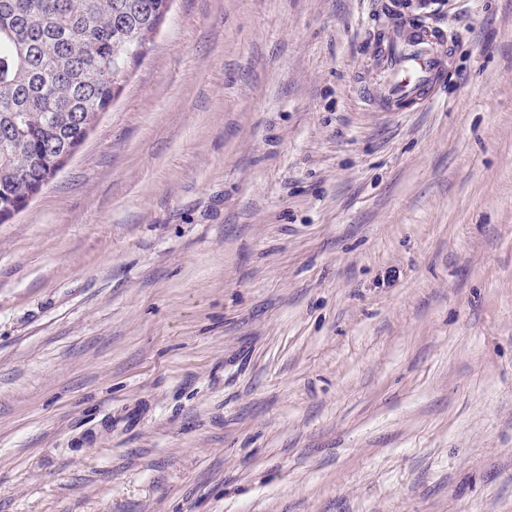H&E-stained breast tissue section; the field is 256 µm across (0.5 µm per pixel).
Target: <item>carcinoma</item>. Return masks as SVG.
Listing matches in <instances>:
<instances>
[{
    "label": "carcinoma",
    "instance_id": "obj_1",
    "mask_svg": "<svg viewBox=\"0 0 512 512\" xmlns=\"http://www.w3.org/2000/svg\"><path fill=\"white\" fill-rule=\"evenodd\" d=\"M168 0H0V214L49 183L83 117L112 106Z\"/></svg>",
    "mask_w": 512,
    "mask_h": 512
}]
</instances>
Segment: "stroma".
Listing matches in <instances>:
<instances>
[{"mask_svg": "<svg viewBox=\"0 0 512 512\" xmlns=\"http://www.w3.org/2000/svg\"><path fill=\"white\" fill-rule=\"evenodd\" d=\"M389 3L173 0L0 224V512H512V0ZM444 44L405 15H393L376 57L379 97L386 108L422 99L444 69Z\"/></svg>", "mask_w": 512, "mask_h": 512, "instance_id": "1", "label": "stroma"}]
</instances>
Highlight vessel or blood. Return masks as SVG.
Instances as JSON below:
<instances>
[{
  "instance_id": "vessel-or-blood-1",
  "label": "vessel or blood",
  "mask_w": 512,
  "mask_h": 512,
  "mask_svg": "<svg viewBox=\"0 0 512 512\" xmlns=\"http://www.w3.org/2000/svg\"><path fill=\"white\" fill-rule=\"evenodd\" d=\"M444 41L402 14H394L377 53L383 105L422 99L444 69Z\"/></svg>"
}]
</instances>
